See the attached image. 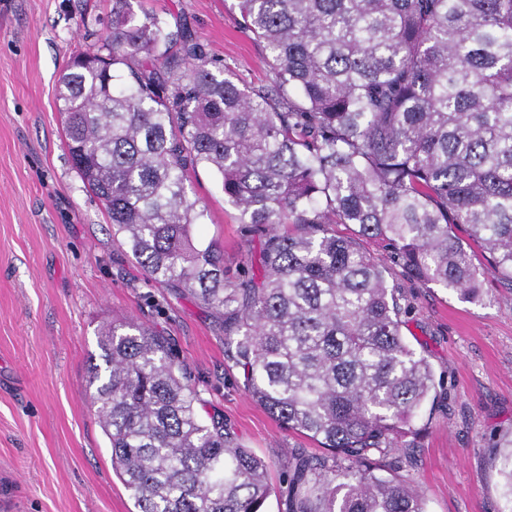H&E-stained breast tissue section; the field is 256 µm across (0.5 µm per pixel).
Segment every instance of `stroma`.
Returning a JSON list of instances; mask_svg holds the SVG:
<instances>
[{
	"label": "stroma",
	"instance_id": "obj_1",
	"mask_svg": "<svg viewBox=\"0 0 512 512\" xmlns=\"http://www.w3.org/2000/svg\"><path fill=\"white\" fill-rule=\"evenodd\" d=\"M237 0H132L134 12L170 14L250 86L267 83L263 47L240 25ZM112 0H0V512H136L112 470L88 382L99 330L136 318L153 324L187 365L202 399L279 485L289 460L322 456L249 396L227 355L223 317L196 297L151 281L112 235L66 146L57 84L70 60L108 32ZM208 209L196 241L235 284L259 267L262 247L206 170L192 177ZM483 299L423 288L390 266L408 344L433 366L442 395L416 420V448L388 458L390 473L422 491L427 512H502L492 460L512 430V284L476 252Z\"/></svg>",
	"mask_w": 512,
	"mask_h": 512
}]
</instances>
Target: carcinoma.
<instances>
[{
    "label": "carcinoma",
    "instance_id": "obj_1",
    "mask_svg": "<svg viewBox=\"0 0 512 512\" xmlns=\"http://www.w3.org/2000/svg\"><path fill=\"white\" fill-rule=\"evenodd\" d=\"M237 7L267 85H240L183 29L112 0L109 34L58 84L74 168L148 279L223 312L252 399L330 452L294 458L284 512H426L373 455L415 447L440 382L359 240L383 243L418 284L479 301L460 228L512 281V0ZM200 167L264 236L259 280L232 284L195 243ZM100 336L93 404L137 512H265L268 464L200 417L168 338L134 318ZM495 448L512 502V432Z\"/></svg>",
    "mask_w": 512,
    "mask_h": 512
}]
</instances>
